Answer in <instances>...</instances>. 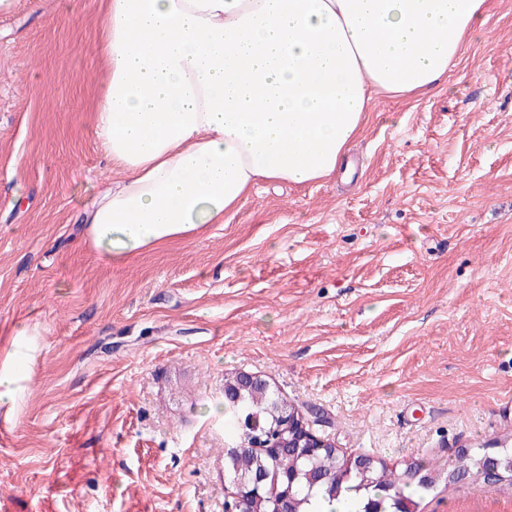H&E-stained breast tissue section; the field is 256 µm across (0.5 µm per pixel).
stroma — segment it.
<instances>
[{
    "label": "stroma",
    "instance_id": "35a3bbf8",
    "mask_svg": "<svg viewBox=\"0 0 512 512\" xmlns=\"http://www.w3.org/2000/svg\"><path fill=\"white\" fill-rule=\"evenodd\" d=\"M104 0L0 13V512H224V380L245 371L340 452L396 466L512 441V0L440 84L376 97L353 175L260 183L196 239L102 262L81 212ZM421 512H512L461 483ZM11 340V351L0 365V405H13L21 398L24 384L28 380L29 360L34 357L36 347L28 336L27 325L15 329Z\"/></svg>",
    "mask_w": 512,
    "mask_h": 512
}]
</instances>
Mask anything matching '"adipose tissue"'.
<instances>
[{
    "label": "adipose tissue",
    "instance_id": "obj_1",
    "mask_svg": "<svg viewBox=\"0 0 512 512\" xmlns=\"http://www.w3.org/2000/svg\"><path fill=\"white\" fill-rule=\"evenodd\" d=\"M486 0H106L109 79L93 133L121 177L83 210L86 244L119 264L224 221L261 182L330 176L376 95L436 85ZM36 347L15 329L0 405Z\"/></svg>",
    "mask_w": 512,
    "mask_h": 512
}]
</instances>
